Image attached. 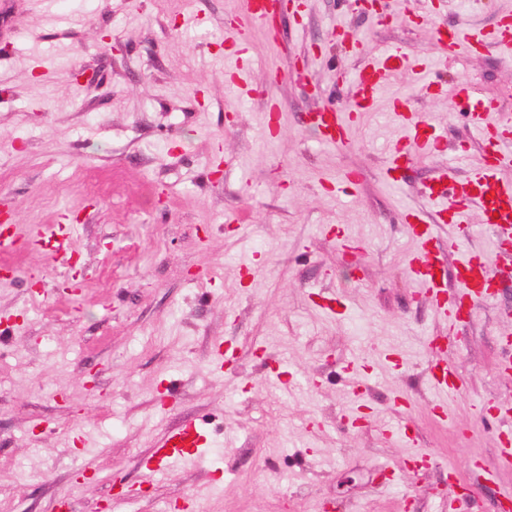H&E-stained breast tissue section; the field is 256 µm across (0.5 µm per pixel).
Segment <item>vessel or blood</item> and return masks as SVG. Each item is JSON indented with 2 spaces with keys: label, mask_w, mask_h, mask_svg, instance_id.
Segmentation results:
<instances>
[{
  "label": "vessel or blood",
  "mask_w": 512,
  "mask_h": 512,
  "mask_svg": "<svg viewBox=\"0 0 512 512\" xmlns=\"http://www.w3.org/2000/svg\"><path fill=\"white\" fill-rule=\"evenodd\" d=\"M278 5V0H244V12L248 19L262 25L268 35L273 36L278 32L274 22ZM481 41L480 35L460 27L438 31L435 47L440 57L453 58ZM394 61L403 65L407 59L398 50L391 49L359 70L353 79L355 98L349 110L324 105L308 113L307 121L317 131L323 144L338 146L346 142L359 113L372 107L380 79ZM460 92L473 128L482 135L484 144L490 147L489 155L485 164L467 180H457L453 170H444L426 185L424 193L436 206V219L445 218L454 224L467 223L471 206H478L484 224L492 232L500 260L499 265L494 266L485 255L468 251L461 256L455 275L458 287L456 307L461 310L465 305L486 299L495 276L512 275V180L504 176L505 171L512 169V151L504 152L501 140L488 121L492 104L477 98L471 87H461ZM400 119L408 130V153L426 155L440 151V135L419 114L404 113ZM402 220L409 225L418 245L408 271L425 287L432 300H440L445 283L438 280L437 274L444 271L445 261L436 245L435 227L415 210H404ZM71 232V225L62 224L51 236L36 239L35 244L47 254L57 255L63 253ZM431 384L434 391L443 395L459 390L454 372L442 364L437 365L433 372ZM203 443L204 436L196 421H187L161 437L145 466L148 470L159 471L176 462L193 459L198 456Z\"/></svg>",
  "instance_id": "b4317fda"
}]
</instances>
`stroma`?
<instances>
[{
	"mask_svg": "<svg viewBox=\"0 0 512 512\" xmlns=\"http://www.w3.org/2000/svg\"><path fill=\"white\" fill-rule=\"evenodd\" d=\"M459 21L496 32L512 0H302L277 38L248 26L242 98L224 73L243 0H0V204L29 232L78 218L72 260L24 249L0 280V512H501L512 281L449 325L407 271L417 245L400 219L433 212L422 189L442 169L463 180L485 160L459 83L512 125V53H435ZM394 47L411 65L344 145L321 144L306 112L349 108L350 78ZM399 97L443 150L406 157ZM401 156L397 187L385 169ZM347 173L346 193L327 191ZM436 233L450 269L491 248L476 210ZM440 361L461 386L444 399L429 383ZM186 418L203 457L143 468Z\"/></svg>",
	"mask_w": 512,
	"mask_h": 512,
	"instance_id": "35a3bbf8",
	"label": "stroma"
}]
</instances>
